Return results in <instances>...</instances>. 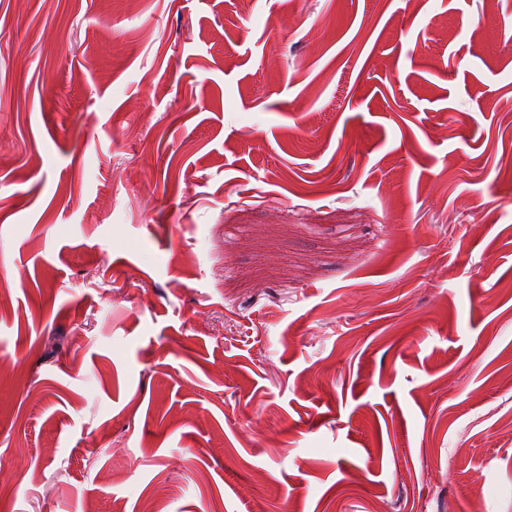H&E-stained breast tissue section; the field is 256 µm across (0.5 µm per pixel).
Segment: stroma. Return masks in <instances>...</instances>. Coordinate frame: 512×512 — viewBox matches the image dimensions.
Returning <instances> with one entry per match:
<instances>
[{
	"label": "stroma",
	"mask_w": 512,
	"mask_h": 512,
	"mask_svg": "<svg viewBox=\"0 0 512 512\" xmlns=\"http://www.w3.org/2000/svg\"><path fill=\"white\" fill-rule=\"evenodd\" d=\"M512 0H0V512H512Z\"/></svg>",
	"instance_id": "35a3bbf8"
}]
</instances>
